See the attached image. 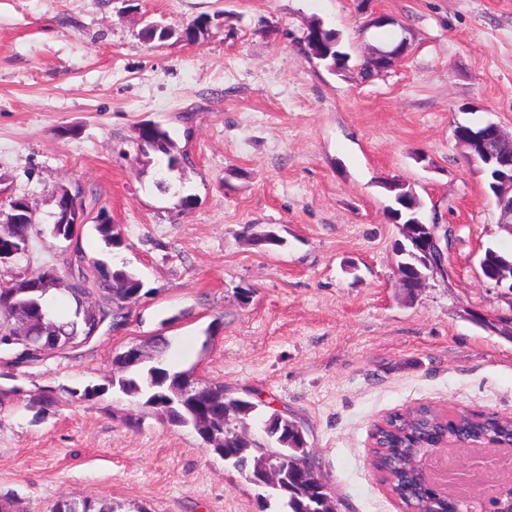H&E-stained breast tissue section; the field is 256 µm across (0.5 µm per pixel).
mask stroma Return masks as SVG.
Instances as JSON below:
<instances>
[{"label": "stroma", "instance_id": "obj_1", "mask_svg": "<svg viewBox=\"0 0 512 512\" xmlns=\"http://www.w3.org/2000/svg\"><path fill=\"white\" fill-rule=\"evenodd\" d=\"M383 13L392 25L370 26ZM204 35L147 40L145 23ZM358 59L406 41L370 81L298 52L311 23ZM165 128L187 154L174 186L133 144ZM512 133V0H0V191L28 199L42 230L28 273L52 258L60 187L91 191L88 256L145 283L126 324L69 358L14 369L0 387V493L18 512L63 497L118 512H280L264 489L151 408L105 394L51 411L38 388L103 383L116 354L158 333L168 365L249 391L307 431L339 512H406L371 466V432L421 404L512 417V297L482 279L485 249L512 231L457 125ZM409 184L429 224H450L447 275L418 295L396 285L380 186ZM274 231L264 249L255 235ZM140 411L139 429L123 419ZM92 222L94 229L101 236L103 242L108 247H119L123 243L121 229L119 225L112 224L110 218L101 211Z\"/></svg>", "mask_w": 512, "mask_h": 512}]
</instances>
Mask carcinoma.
<instances>
[{
  "label": "carcinoma",
  "instance_id": "cac0c4a2",
  "mask_svg": "<svg viewBox=\"0 0 512 512\" xmlns=\"http://www.w3.org/2000/svg\"><path fill=\"white\" fill-rule=\"evenodd\" d=\"M299 51L305 56L325 62L335 74L350 70L351 55L342 50L338 35L318 22L308 27L300 41ZM155 144L135 138L137 150L144 156L155 154L166 160V172L179 168L184 155L176 147L168 131L158 130ZM398 207L390 211L396 224H408L421 217V210L409 209V197L414 195L405 183L397 181L390 189ZM94 229L108 247L123 243L119 225L110 222L103 212L94 220ZM85 228L72 224H53L52 236L69 243L76 240L72 251L60 249L53 260L45 263L56 272L52 281L64 287L65 293L75 304L74 318L58 321L52 315L48 289L39 285L40 276L16 271L14 284L0 288V301L14 298L18 307L0 311V355H5L13 366L32 365L47 357H68L86 347L89 326L114 327L127 317L125 311L134 302L133 294L142 279L123 266L108 265L89 257L82 247ZM38 233L35 224H15L5 240L0 242V252L12 255L15 267L31 251L26 243ZM113 366L121 372L106 378L101 385L85 386L83 390L67 391L70 400L93 401L110 389L142 400V405L160 411L172 426H191L199 438L208 433L218 444L209 450L224 459L236 470L246 474L263 475L270 495L277 499L285 512H336V505L320 482L322 470L308 448L306 438L295 427L293 417L282 420L271 403L261 399L249 402L226 395L224 385L216 386L220 398L204 401L195 407L180 404L179 392L183 382L190 378L186 371L171 370L166 361L153 359V365L129 372L133 362L115 358ZM56 391L43 388L30 395L28 402L43 410L58 406ZM265 408L271 430L268 442L250 438L238 425L260 408ZM464 437L470 441H483L493 436L502 445H512V418L496 413H478L458 420H446L433 413L428 406L413 412L393 413L384 419V426L373 433L374 451L372 465L383 474L390 492L410 512H422L431 506L434 512H473L474 504L465 503L438 491L415 473L401 467L402 461L425 447L441 442L445 437ZM58 512H116L114 505L103 499L90 500L63 497L59 499Z\"/></svg>",
  "mask_w": 512,
  "mask_h": 512
}]
</instances>
